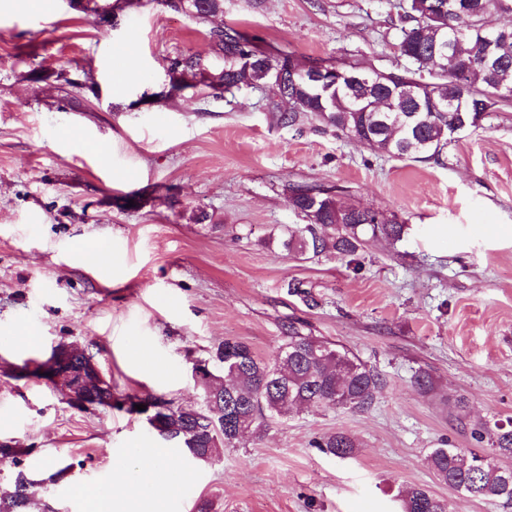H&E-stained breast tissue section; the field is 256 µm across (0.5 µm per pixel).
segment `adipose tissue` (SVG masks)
<instances>
[{"label": "adipose tissue", "mask_w": 512, "mask_h": 512, "mask_svg": "<svg viewBox=\"0 0 512 512\" xmlns=\"http://www.w3.org/2000/svg\"><path fill=\"white\" fill-rule=\"evenodd\" d=\"M186 475L174 468L161 448L133 449L125 463L116 466L107 483L85 489L88 512H121L131 502L135 512H165Z\"/></svg>", "instance_id": "adipose-tissue-1"}]
</instances>
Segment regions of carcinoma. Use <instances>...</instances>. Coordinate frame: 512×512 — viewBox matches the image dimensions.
Segmentation results:
<instances>
[{"mask_svg":"<svg viewBox=\"0 0 512 512\" xmlns=\"http://www.w3.org/2000/svg\"><path fill=\"white\" fill-rule=\"evenodd\" d=\"M449 0H406L399 14V51L406 64L392 70L339 65L330 60L297 62L291 53L263 48L255 37L231 25L210 28L213 52L224 66L199 78L201 59L176 55L166 59L170 87H192L200 81L223 97L241 85H270L288 99L289 112L280 121L292 124L311 114L376 154L412 161L440 160L448 144V129L512 101L499 89L512 90V28H499L493 17L511 13L502 0H468L471 13L442 11ZM176 13L196 12L204 22L224 13V0H161ZM321 75L314 85L294 72L300 66ZM354 74L348 80L343 74ZM61 86L64 103L76 107L84 94L96 93L88 77L66 70L46 73L34 69L27 79H48ZM290 204L307 219L286 233L271 237L301 259L332 254L354 261L374 240L398 241L405 225L384 222L378 213L347 204L328 191L307 185L291 187ZM287 292L308 306L317 301L301 281L288 283ZM212 360L223 372L211 380L213 394L203 420L161 397L151 398L158 436L173 438L178 451L196 461H208L221 446L233 447L247 436L264 432L269 420H286L294 409H369L384 382L357 354L341 344L303 333L288 323L286 339L274 358L263 360L244 342L226 338ZM451 415L470 429L472 439L487 447L478 450L433 448L426 457L435 477L454 491L483 500L512 505V419L494 417L469 421L467 399L450 403ZM321 452L337 458L355 454V440L343 431L315 441ZM20 449L0 447V464L14 469L11 482L0 486V512H25L35 493L34 479L24 467ZM401 512H449L448 501L428 489L413 486L399 495Z\"/></svg>","mask_w":512,"mask_h":512,"instance_id":"carcinoma-1","label":"carcinoma"}]
</instances>
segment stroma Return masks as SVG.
<instances>
[{
    "instance_id": "stroma-1",
    "label": "stroma",
    "mask_w": 512,
    "mask_h": 512,
    "mask_svg": "<svg viewBox=\"0 0 512 512\" xmlns=\"http://www.w3.org/2000/svg\"><path fill=\"white\" fill-rule=\"evenodd\" d=\"M399 3L224 0L213 23L301 61L389 70L404 63ZM208 26L135 0L103 33L68 0H0V439L28 449L26 468L46 481L27 512H85L78 487L104 484L126 449L162 441L144 417L75 409L22 368L77 343L113 394L198 408L195 361L227 338L272 358L292 320L379 372L377 401L361 413L297 411L205 463L169 449L190 478L168 512L204 501L212 512H396L409 486L451 512H512L455 492L426 464L431 449L474 445L447 398L465 396L474 418L512 417V104L455 134L437 162L375 155L309 114L282 123L269 87L224 100L200 84L146 105L168 89L166 58L214 63ZM34 68L89 73L97 92L60 109L55 83L28 80ZM293 184L342 190L405 222L404 237L369 243L356 269L298 259L266 241L303 221ZM198 209L207 221H193ZM102 247L108 279L89 256ZM293 280L317 307L287 294ZM421 372L435 397L417 390ZM336 431L355 439L354 456L314 448ZM62 462L69 475L50 482Z\"/></svg>"
}]
</instances>
